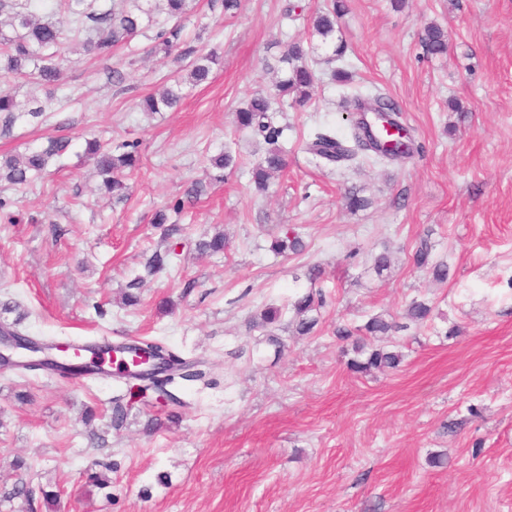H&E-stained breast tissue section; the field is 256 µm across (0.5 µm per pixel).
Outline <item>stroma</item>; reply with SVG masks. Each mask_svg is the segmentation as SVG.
Here are the masks:
<instances>
[{
    "mask_svg": "<svg viewBox=\"0 0 512 512\" xmlns=\"http://www.w3.org/2000/svg\"><path fill=\"white\" fill-rule=\"evenodd\" d=\"M298 2L306 14L288 23L285 0H242L232 18L188 0L187 40L221 63L178 109L138 107L178 68L149 56V37L107 59L68 40L42 122L0 125V156L67 144L32 187L0 186V302H19L23 330L150 340L205 373L172 383L177 406L116 373L0 370V512H512V0H347L334 39L308 60L318 77L311 102H272L290 127L288 165L262 197L247 168L265 144L237 130L235 112L270 90L281 41L308 39L306 16L325 4ZM431 23L448 31L445 54L421 42ZM340 67L351 85L333 80ZM115 69L125 75L118 86L108 80ZM351 88L398 104L411 158L326 165L308 152L319 130L349 139ZM95 136L138 143L128 201L100 190L84 155ZM227 146L244 168L223 179L209 159ZM196 182L204 192L172 237L175 255L145 276L140 305L122 306L163 243L155 209ZM352 187L368 208L346 207ZM217 227L229 238L224 254L198 255L197 240ZM289 227L303 250L275 253L273 237ZM424 237L448 265L446 283L412 261ZM385 251L392 265L379 275L373 259ZM313 266L322 274L311 282ZM312 288L324 304L300 336L291 303ZM416 299L434 314L392 333L400 366L350 371L334 325L374 315L400 323ZM268 306L282 310L280 322L252 327ZM117 405L126 418L116 430ZM19 456L27 469L14 468ZM94 472L111 478L109 490L88 486ZM18 485L27 492L12 497ZM45 489L60 494L55 510Z\"/></svg>",
    "mask_w": 512,
    "mask_h": 512,
    "instance_id": "35a3bbf8",
    "label": "stroma"
}]
</instances>
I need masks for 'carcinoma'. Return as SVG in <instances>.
I'll return each instance as SVG.
<instances>
[{"mask_svg": "<svg viewBox=\"0 0 512 512\" xmlns=\"http://www.w3.org/2000/svg\"><path fill=\"white\" fill-rule=\"evenodd\" d=\"M63 14L61 20L39 19L35 17L31 0H0V15L7 14L4 24L20 29V32L7 36L0 30V78L20 79L36 89L49 88L47 100L54 97V87L62 81L66 59L62 56L63 39L69 37L83 44L85 52L97 58H109L112 50L119 44H129L135 37L148 31L152 32L149 53L169 57L176 55L181 62L179 70L187 72L184 77L174 79V85L167 87L160 97L148 95L138 106L146 112H158L162 109H175L180 106L186 94L182 86L196 87L208 81L212 66L219 63L217 51L202 52L183 40L184 26L181 19L185 14L186 0H60ZM345 10L343 0H329L326 7L317 10L312 20L311 40L286 42L279 62L289 67V73L274 85L275 93H257L235 112L238 129L257 132L269 146L266 156L251 169V181L255 189L265 193L270 187V178L274 172H282L287 167V150L282 145L288 126L279 125L274 120L272 97L293 96L298 108L305 107L312 99L317 82L315 71L307 64L314 49L312 38L328 40L336 31V18ZM422 43L432 55L444 54L448 50V34L440 25L432 24L424 29ZM345 102L353 106L350 113L351 136L358 149L372 153L382 161H396L410 154L412 142L406 140L395 149L388 150L375 136L369 124L365 122L367 113L380 112L388 117L389 124L398 125L396 120L399 109L388 98L380 95H364L356 92L346 97ZM46 106L38 97L31 94L23 102L16 95L0 93V114L4 115L5 125H10L17 116L26 115L41 120ZM66 145L60 140H50L43 148L31 151L24 158L9 157L0 160V181L18 188H26L40 178L49 161L60 155ZM307 149L317 159L336 163L351 160L355 151L344 146L336 136L328 133H316L307 144ZM85 156L92 161L96 173L102 178V186L118 202L130 196L127 180L140 168L141 156L134 142H102L91 139L86 142ZM212 163L219 169L230 173L240 166V160L232 150L215 156ZM198 188L186 193V199L177 201L167 209L155 211L152 223L169 225L164 230L168 237L178 231L172 215L185 212V206L193 205ZM195 247L198 252L209 256L221 254L225 249L224 232L217 231L204 236ZM174 249L167 247L156 250L145 263V272L153 276L163 271ZM414 264L430 270L437 281L448 279V264L432 260V245L423 239L416 247ZM323 295L312 290L297 296L291 303L294 311L295 331L305 336L310 334L317 320L310 312L322 306ZM434 307L425 301H412L406 309V318L423 323L433 316ZM26 318L20 313L12 323H0V332L25 342L29 336L19 326ZM281 311L276 307L263 309L254 320L256 326L267 328L280 321ZM400 328L394 322H388L380 316H372L363 327L352 328L338 324L333 335L340 342L352 341L354 357L347 365L355 373L368 374L374 369H396L400 366L402 355L382 348L368 350L365 344L354 339L364 330L373 336H385Z\"/></svg>", "mask_w": 512, "mask_h": 512, "instance_id": "carcinoma-1", "label": "carcinoma"}]
</instances>
